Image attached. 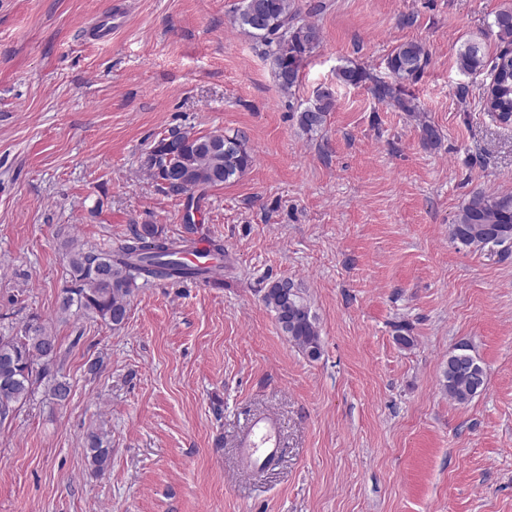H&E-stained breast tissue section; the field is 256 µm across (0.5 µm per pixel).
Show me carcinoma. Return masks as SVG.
<instances>
[{"label": "carcinoma", "mask_w": 512, "mask_h": 512, "mask_svg": "<svg viewBox=\"0 0 512 512\" xmlns=\"http://www.w3.org/2000/svg\"><path fill=\"white\" fill-rule=\"evenodd\" d=\"M235 23L243 33L256 40L262 54L272 64L279 88L292 92L301 82L303 62L319 47L320 30L305 21L295 0H239ZM499 44V52L486 61L484 47L476 41L465 42L458 53L459 69L476 74L490 68L492 90L485 97V108L505 121L512 119V9L494 15L490 24ZM431 56L426 45L411 40L395 46L387 57L389 79L377 77L350 62L339 67L336 78L350 86L368 85L380 104L409 115L417 112L415 98L408 86L417 83L429 66ZM335 104L329 87L316 91L314 100L299 105V125L307 134L324 127ZM253 155L242 134H196L174 130L160 138L146 157L145 170L162 190L186 195L184 222L188 233L197 231L195 213L208 189L234 181L253 165ZM190 171L187 184L170 182L171 167ZM497 228L499 243L512 240V194H475L461 204L452 224L454 240L475 249L486 245L483 227ZM192 242L188 237L170 238L156 224H143L115 251L68 245L71 286L63 290L62 309L71 308L97 318L114 328L128 317L129 297L136 281L148 283L164 278L182 281H215L201 266H190L182 255ZM262 301L275 315L282 331L303 355L320 357L321 334L316 317L303 296L302 289L286 278L272 282ZM57 336L39 316L11 335L0 334V400L5 398L19 408L35 394L44 380L47 392L57 405L66 403L71 386L66 377L54 372ZM487 374L469 353V345L459 344L448 357L443 371V386L448 398L466 403L485 389ZM88 465L96 474L104 473L112 460L108 434L91 430L85 436Z\"/></svg>", "instance_id": "carcinoma-1"}]
</instances>
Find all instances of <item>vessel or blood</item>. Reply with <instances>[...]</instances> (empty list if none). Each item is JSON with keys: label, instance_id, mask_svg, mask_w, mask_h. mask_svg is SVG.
<instances>
[{"label": "vessel or blood", "instance_id": "obj_1", "mask_svg": "<svg viewBox=\"0 0 512 512\" xmlns=\"http://www.w3.org/2000/svg\"><path fill=\"white\" fill-rule=\"evenodd\" d=\"M241 465L250 471L270 468L281 457L283 440L278 418L271 413L254 415L237 444Z\"/></svg>", "mask_w": 512, "mask_h": 512}]
</instances>
